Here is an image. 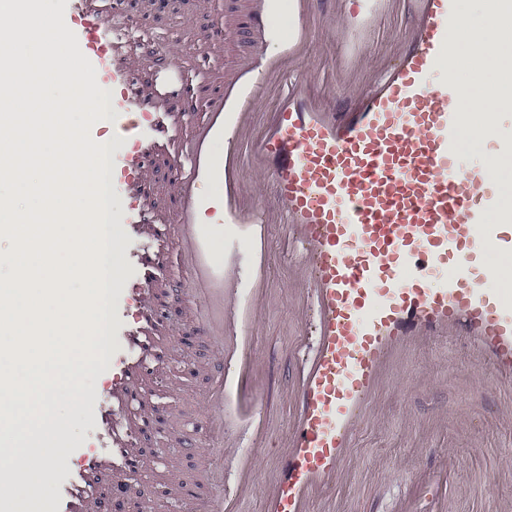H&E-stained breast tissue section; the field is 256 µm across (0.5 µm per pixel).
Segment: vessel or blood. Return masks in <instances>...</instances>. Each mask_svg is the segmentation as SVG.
I'll return each mask as SVG.
<instances>
[{
  "mask_svg": "<svg viewBox=\"0 0 512 512\" xmlns=\"http://www.w3.org/2000/svg\"><path fill=\"white\" fill-rule=\"evenodd\" d=\"M83 53L111 83L122 152L116 188L134 203L126 218L149 266L174 246L188 273L190 317L212 346L208 377L190 422L205 439L200 477L177 482L178 512H225L224 428L242 366L259 357L243 330L256 313L265 264L283 225L289 287L313 313L312 346L288 389L289 425L264 512H314L336 485L354 439L396 356L433 336L467 342L487 378L512 386V290L498 286L486 257H512V205L490 161L512 156V100L485 126L483 151L467 153L461 134L471 116L458 107L465 87L454 67L461 53L458 0H338L328 67L300 70L313 49L321 0H245L251 49L232 72L203 78L204 112L189 133L167 112L186 73L155 68L150 86L130 65L144 38L119 7L70 0ZM394 8L413 14L402 50L358 86L364 35ZM281 82L261 128L252 117L262 90ZM173 157L168 209L142 196L147 159ZM175 221L173 243L150 236ZM152 322L136 313L125 332L131 357L104 394L103 425L123 461L84 456L79 483L59 494L57 512H88L90 487L111 471L114 493L136 502L129 477L142 463L130 451L137 427L115 401L138 396L133 377L146 367L142 341Z\"/></svg>",
  "mask_w": 512,
  "mask_h": 512,
  "instance_id": "vessel-or-blood-1",
  "label": "vessel or blood"
}]
</instances>
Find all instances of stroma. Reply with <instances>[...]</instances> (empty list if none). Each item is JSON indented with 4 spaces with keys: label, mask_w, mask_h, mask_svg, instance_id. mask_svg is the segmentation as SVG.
Segmentation results:
<instances>
[{
    "label": "stroma",
    "mask_w": 512,
    "mask_h": 512,
    "mask_svg": "<svg viewBox=\"0 0 512 512\" xmlns=\"http://www.w3.org/2000/svg\"><path fill=\"white\" fill-rule=\"evenodd\" d=\"M243 0H166L156 9L154 0H125V15L145 30L158 48L178 47L188 73H195V60L207 52L210 68H232L244 55L249 43L243 28L229 29L222 45L207 47L206 39L218 25L239 16ZM412 26L411 18L397 14L370 48L366 71L357 83H365L373 70L401 47ZM115 235L124 247L115 262L124 281L115 288L109 303L112 356L97 369L81 373L82 400L79 408L60 407L57 413L67 422L62 443L73 459L93 451L108 452L109 440L97 423V408L114 375L119 374L130 352L122 334L137 310L128 290L140 277L129 255L134 247L128 225H114ZM289 265L286 256L274 254L266 302L254 330L253 342L262 352L261 369L249 377L248 390L259 393L261 426H254L247 405H240L229 417L225 445L235 450H252L258 468L255 482L236 488L238 473L232 457L224 459V481L235 487L231 501L236 512H262L263 488L274 477L276 454L288 431V378L296 368L293 349L301 343L298 295L286 288ZM155 292L166 293L171 311L170 326L156 337L162 359L156 360L154 378L145 382L151 390L155 381H164L160 396L172 416L173 427H181L207 387V373L196 376L181 373L185 362L207 364L212 352L208 343L188 336L191 323L182 308L188 297L187 276L176 259L166 261L156 272ZM471 347L461 340L436 339L417 345L402 356L394 374L378 396L367 425L362 429L353 458L331 494L335 512H404L418 482L431 474L447 471L452 490L441 501L445 512H475L486 498L501 507L512 506V475L499 471L500 460L512 454V429L501 427L506 409V392L482 388ZM156 450L155 471L137 482L135 489L147 501L154 500L156 481L189 478L196 474L199 457L196 447L174 448L169 433L152 439ZM457 452L454 464L444 465L439 449Z\"/></svg>",
    "instance_id": "35a3bbf8"
}]
</instances>
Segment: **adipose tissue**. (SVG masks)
Returning a JSON list of instances; mask_svg holds the SVG:
<instances>
[{
  "instance_id": "1",
  "label": "adipose tissue",
  "mask_w": 512,
  "mask_h": 512,
  "mask_svg": "<svg viewBox=\"0 0 512 512\" xmlns=\"http://www.w3.org/2000/svg\"><path fill=\"white\" fill-rule=\"evenodd\" d=\"M495 9V0H486L481 11L464 17L462 34L466 45L474 50L470 70L477 75L475 81L469 82L459 103L462 111L474 113L477 117L476 122L463 133V143L469 148L480 146L482 122L498 110L500 98H512V86L502 89L497 97L488 92L501 70L512 68V40L504 38L490 22Z\"/></svg>"
}]
</instances>
